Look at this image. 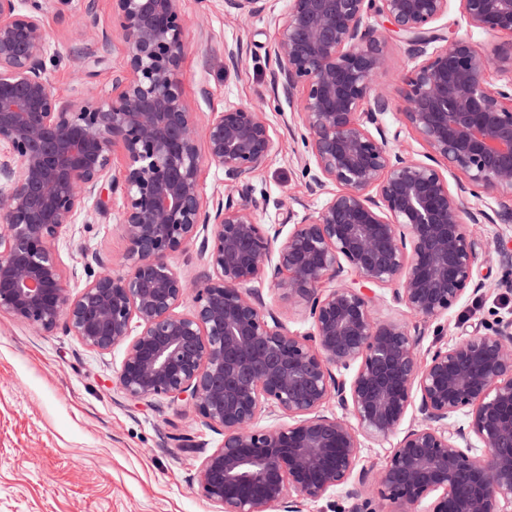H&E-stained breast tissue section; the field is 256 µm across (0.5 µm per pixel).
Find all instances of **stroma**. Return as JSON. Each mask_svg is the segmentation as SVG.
Returning a JSON list of instances; mask_svg holds the SVG:
<instances>
[{
  "label": "stroma",
  "mask_w": 512,
  "mask_h": 512,
  "mask_svg": "<svg viewBox=\"0 0 512 512\" xmlns=\"http://www.w3.org/2000/svg\"><path fill=\"white\" fill-rule=\"evenodd\" d=\"M288 0H267L266 11L239 18L224 0H185L187 49L182 85L200 117L228 105L264 106L271 134L279 143L267 166L251 180L261 223H282L287 212L317 208L304 166L310 156L294 124L293 109L276 100L270 80L274 20ZM99 24L86 38L75 30L80 0H70L46 19L47 38L58 52L51 68L56 90L84 100L110 89L112 72L124 63L119 37L105 59L77 63L74 52L94 45L111 24L107 0H100ZM238 49L237 69H225V49ZM207 85L208 98L199 95ZM121 199L90 223L67 226L56 249L70 287L86 282L84 258L112 264L124 248L118 222ZM512 319V292L462 301L448 313V340L463 322L492 328ZM123 347L100 352L64 330L38 334L8 314L0 315V512H216L198 490V468L224 439L197 414L158 397L137 405L126 401L113 379ZM192 450H184L183 440Z\"/></svg>",
  "instance_id": "1"
}]
</instances>
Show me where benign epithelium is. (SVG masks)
Here are the masks:
<instances>
[{
	"mask_svg": "<svg viewBox=\"0 0 512 512\" xmlns=\"http://www.w3.org/2000/svg\"><path fill=\"white\" fill-rule=\"evenodd\" d=\"M67 2L0 0V313L93 350L125 346L115 385L128 400L166 397L223 432L198 474L218 512H302L337 489L355 512H512V319L421 349L464 297L512 291V273L478 278L466 229L490 219L469 198L512 200V78L486 79L493 63L512 74V0H458L469 27L501 38L490 52L432 27L449 0H289L273 90L297 107L311 189L339 191L288 213L284 238L250 194L277 150L265 112L228 106L202 123L185 97L183 0H111L125 63L82 102L60 98L47 68L45 20ZM265 2L224 6L253 17ZM373 16L419 58L396 107L375 88ZM390 111L424 158L390 145ZM205 166L224 175L212 203ZM117 194L124 272L94 256L73 295L56 243ZM197 240L209 271L189 284L173 257ZM262 278L307 331L267 308ZM384 288L419 324L377 316ZM189 295L192 312H178ZM332 400L342 415L325 413ZM271 412L288 422L259 427ZM394 436L379 471L360 466L364 441Z\"/></svg>",
	"mask_w": 512,
	"mask_h": 512,
	"instance_id": "benign-epithelium-1",
	"label": "benign epithelium"
}]
</instances>
